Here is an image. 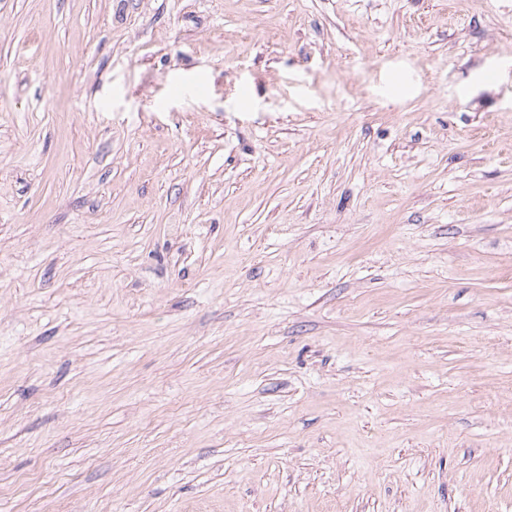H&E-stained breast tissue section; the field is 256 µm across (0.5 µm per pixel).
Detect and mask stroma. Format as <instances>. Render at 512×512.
I'll use <instances>...</instances> for the list:
<instances>
[{"mask_svg":"<svg viewBox=\"0 0 512 512\" xmlns=\"http://www.w3.org/2000/svg\"><path fill=\"white\" fill-rule=\"evenodd\" d=\"M0 512H512V0H0Z\"/></svg>","mask_w":512,"mask_h":512,"instance_id":"1","label":"stroma"}]
</instances>
